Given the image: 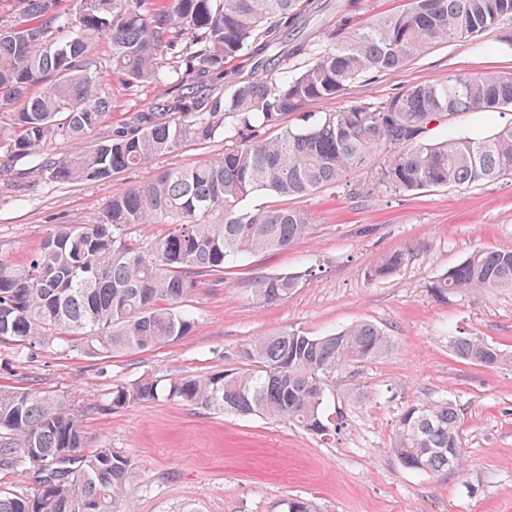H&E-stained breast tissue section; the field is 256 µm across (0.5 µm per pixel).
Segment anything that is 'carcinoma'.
<instances>
[{
	"label": "carcinoma",
	"instance_id": "carcinoma-1",
	"mask_svg": "<svg viewBox=\"0 0 512 512\" xmlns=\"http://www.w3.org/2000/svg\"><path fill=\"white\" fill-rule=\"evenodd\" d=\"M0 14V107L25 101L0 120V166L22 193L46 177L59 184L111 178L187 144L205 145L233 123L246 133L224 154L173 168L112 196L92 224L63 227L22 264L0 262V339L27 345L62 340L98 358L147 350L196 328L182 301L204 277L259 252L287 248L310 229L292 207L251 210L257 193L302 197L350 169L381 157L376 184L395 192L467 187L512 175V122L480 138H426L432 121L465 112L512 109V74L456 75L415 85L379 105L354 103L316 115L309 106L354 84L404 68L432 44L476 39L512 20V0H408L400 12L373 15L372 0H339L336 21L319 35L286 45L303 29L310 0H4ZM110 43L109 69L126 84L165 81L176 94L102 133L85 150L43 158L57 141L86 140L109 121L112 102L103 66L93 57ZM304 59L302 67L295 60ZM225 78L226 93L214 86ZM49 84L38 94L32 88ZM296 115L298 125H282ZM279 126L272 139L260 129ZM29 159L15 169L11 160ZM140 224H165L150 247L133 236ZM405 254L392 252L370 271L391 277ZM254 293L267 305L288 298L295 274L259 275ZM434 296L512 290V250L477 251L442 273ZM455 354L485 368L512 355L478 336H454ZM394 337L369 322L324 336L285 330L243 350V367L179 378L168 396L216 413L286 420L312 435L336 429L327 395L336 378L392 353ZM144 378L112 391L111 409L158 397ZM460 414L449 402L415 404L398 419L393 451L419 473L459 471L464 464ZM86 432L72 400L54 392L0 389V466L37 478L31 497L0 491V512H114L132 480L131 461L111 448L84 453Z\"/></svg>",
	"mask_w": 512,
	"mask_h": 512
}]
</instances>
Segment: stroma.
Here are the masks:
<instances>
[{"label":"stroma","instance_id":"1","mask_svg":"<svg viewBox=\"0 0 512 512\" xmlns=\"http://www.w3.org/2000/svg\"><path fill=\"white\" fill-rule=\"evenodd\" d=\"M500 31L478 41L434 45L403 69L313 102L317 113L385 102L394 93L451 75L512 72ZM112 123H126L169 93L164 84L130 88L108 77ZM234 133L188 145L152 164L101 181L60 185L37 180L18 197L0 180V260L25 261L50 233L93 223L113 194L165 168L223 154ZM373 167L335 187L282 198L249 197L250 209L306 211L310 231L288 249L258 253L227 269L222 284L201 281L183 301L198 325L179 340L96 359L57 342L36 347L0 341V387L54 391L82 414L88 449L131 459V512H284L299 499L315 512H512V365L483 368L460 359L453 336L475 335L512 353V291H470L437 300L431 283L477 250L512 249V176L471 187L398 193L376 187ZM403 251L385 280L369 272ZM296 273L298 288L267 306L253 292L261 274ZM373 323L398 344L392 354L339 375L330 389L342 423L336 434H309L261 416L213 413L166 394L112 410L116 386L150 376L169 382L241 367L242 351L283 330L321 336ZM452 402L461 416L465 462L437 474L405 469L392 451L399 415L410 405Z\"/></svg>","mask_w":512,"mask_h":512}]
</instances>
